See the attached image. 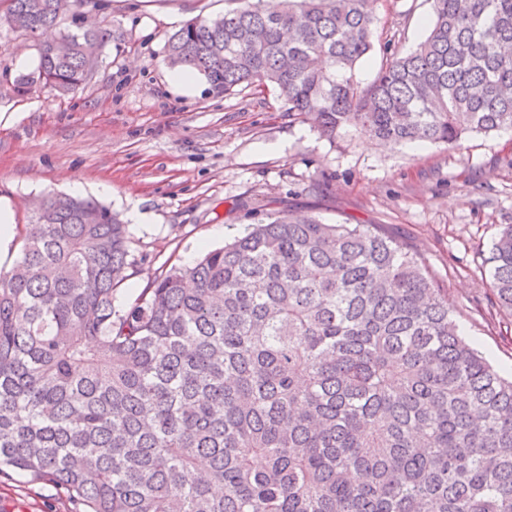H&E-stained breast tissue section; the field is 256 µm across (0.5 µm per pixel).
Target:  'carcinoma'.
<instances>
[{"mask_svg": "<svg viewBox=\"0 0 512 512\" xmlns=\"http://www.w3.org/2000/svg\"><path fill=\"white\" fill-rule=\"evenodd\" d=\"M60 94L99 67L106 27L55 30L98 0H0ZM165 46L230 94L269 83L336 139L457 148L512 128V0H433L429 34L364 87L375 0H233ZM0 267V472L45 480L86 512H512V378L466 340L416 251L366 224L280 211L149 278L123 313L126 226L47 196ZM490 291L512 318V225ZM221 485L224 494L213 493Z\"/></svg>", "mask_w": 512, "mask_h": 512, "instance_id": "obj_1", "label": "carcinoma"}]
</instances>
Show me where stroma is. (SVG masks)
<instances>
[{
    "mask_svg": "<svg viewBox=\"0 0 512 512\" xmlns=\"http://www.w3.org/2000/svg\"><path fill=\"white\" fill-rule=\"evenodd\" d=\"M92 12L114 39L92 79L56 96L26 95L11 78L33 70L37 44L0 26V198L15 226L32 202L78 191L119 216L131 205L153 218L129 225L136 265L116 291L127 309L154 272L199 257L247 225L288 209L329 224H375L416 250L448 293L461 333L505 376L512 374V317L489 295L492 242L512 224V129L442 144L382 146L347 127L335 139L289 117L272 86L224 95L204 79L171 85L167 36L230 0H104ZM374 49L356 70L370 84L386 57L426 38L433 0H378ZM30 62H17L20 50ZM0 512H85L64 490L31 476L0 475Z\"/></svg>",
    "mask_w": 512,
    "mask_h": 512,
    "instance_id": "35a3bbf8",
    "label": "stroma"
}]
</instances>
